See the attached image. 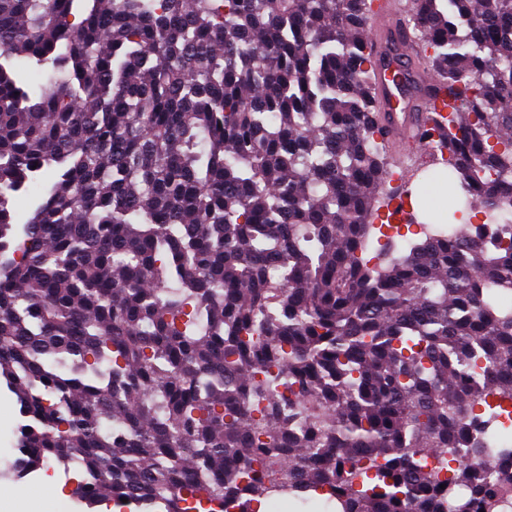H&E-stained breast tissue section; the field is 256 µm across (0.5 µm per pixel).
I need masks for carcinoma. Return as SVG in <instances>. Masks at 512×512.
Segmentation results:
<instances>
[{
	"instance_id": "carcinoma-1",
	"label": "carcinoma",
	"mask_w": 512,
	"mask_h": 512,
	"mask_svg": "<svg viewBox=\"0 0 512 512\" xmlns=\"http://www.w3.org/2000/svg\"><path fill=\"white\" fill-rule=\"evenodd\" d=\"M448 207L512 214V0H408ZM370 0H0V381L13 468L89 508L494 512L512 245L365 258L395 164ZM47 70L32 80L19 61ZM51 172L30 218L14 194ZM446 488H440V485ZM23 418L19 413L16 396L0 384V472L7 461L19 458L18 445ZM331 505L322 502L319 497L310 499L306 503L293 499H280L271 501L266 505L265 512H332L335 511Z\"/></svg>"
}]
</instances>
